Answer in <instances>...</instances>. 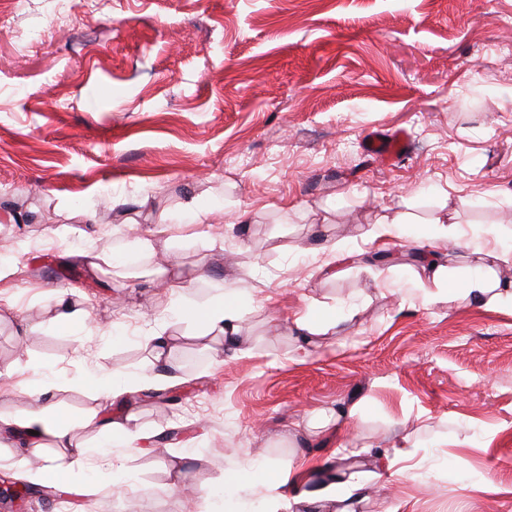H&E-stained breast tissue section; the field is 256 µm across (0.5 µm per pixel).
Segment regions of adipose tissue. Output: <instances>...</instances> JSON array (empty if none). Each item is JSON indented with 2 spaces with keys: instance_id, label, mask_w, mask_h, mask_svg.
Here are the masks:
<instances>
[{
  "instance_id": "obj_1",
  "label": "adipose tissue",
  "mask_w": 512,
  "mask_h": 512,
  "mask_svg": "<svg viewBox=\"0 0 512 512\" xmlns=\"http://www.w3.org/2000/svg\"><path fill=\"white\" fill-rule=\"evenodd\" d=\"M512 263V254L496 247H475L471 251L469 274L461 283H454L448 273V265L439 261L424 262L429 272L419 297L424 305L463 295L478 307H490L512 300V280L492 277L494 268ZM178 321L188 325L192 337L197 339L220 338L234 344L240 334V313L235 298L222 294L204 305H183L174 312ZM16 425L28 433L29 441L38 452L42 464L38 471L40 480H62L68 472L82 467L89 456H96L100 469L112 466L110 448L113 440L132 442L142 433L135 417L114 420L109 424L107 441L88 448L74 443L73 428L53 405H42L19 417ZM322 473L323 480L315 489L304 488L303 474ZM271 495L276 499H293L304 504L307 512H349L346 501L353 489L337 475L333 464L313 463L301 466L299 472L275 475L268 480Z\"/></svg>"
}]
</instances>
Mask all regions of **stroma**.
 I'll return each instance as SVG.
<instances>
[{
    "label": "stroma",
    "mask_w": 512,
    "mask_h": 512,
    "mask_svg": "<svg viewBox=\"0 0 512 512\" xmlns=\"http://www.w3.org/2000/svg\"><path fill=\"white\" fill-rule=\"evenodd\" d=\"M398 130L404 158L374 162L368 134ZM191 200L202 238L157 239L142 276L83 264ZM444 206L458 243L435 237ZM7 211L29 220L0 226V263L17 269L0 281V416L35 407L28 389L54 369L44 399L77 442L130 414L147 428L138 453L113 442L112 470L87 461L66 500L23 512H293L264 468L342 444L397 461L352 512H512V306H422L412 257L435 238L461 278L468 246L512 248V0H0ZM381 220L398 223L388 261L351 256L328 277L322 242L353 253ZM173 256L206 278L159 284ZM220 286L241 307L236 350L171 321ZM58 287L82 315L67 327ZM323 307L353 317L299 352L295 314ZM162 320L180 337L177 401L99 399L85 377L151 373L143 338ZM322 412L339 422L311 426ZM39 463L0 426V474Z\"/></svg>",
    "instance_id": "stroma-1"
}]
</instances>
